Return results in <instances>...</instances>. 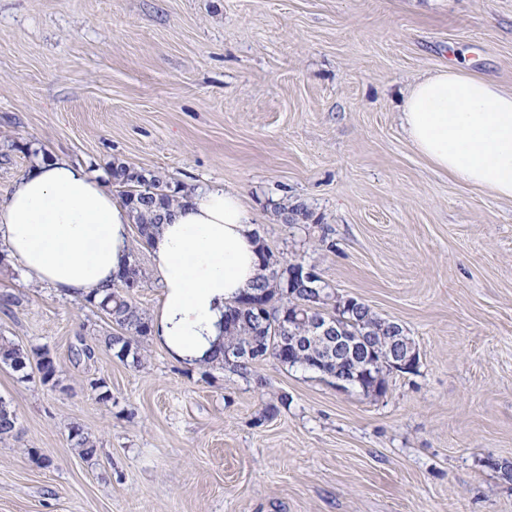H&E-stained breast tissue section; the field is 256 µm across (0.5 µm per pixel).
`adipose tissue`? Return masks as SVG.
Here are the masks:
<instances>
[{
	"instance_id": "obj_1",
	"label": "adipose tissue",
	"mask_w": 512,
	"mask_h": 512,
	"mask_svg": "<svg viewBox=\"0 0 512 512\" xmlns=\"http://www.w3.org/2000/svg\"><path fill=\"white\" fill-rule=\"evenodd\" d=\"M402 125L437 170L512 199V93L443 67L407 93ZM132 216L101 180L61 157L38 160L0 201V246L28 279L71 297L100 296L123 268ZM164 289L152 331L194 364L224 343V306L264 273L253 219L237 192L186 191L154 234Z\"/></svg>"
}]
</instances>
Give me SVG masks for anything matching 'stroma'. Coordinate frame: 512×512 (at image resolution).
Returning <instances> with one entry per match:
<instances>
[{
	"label": "stroma",
	"instance_id": "stroma-1",
	"mask_svg": "<svg viewBox=\"0 0 512 512\" xmlns=\"http://www.w3.org/2000/svg\"><path fill=\"white\" fill-rule=\"evenodd\" d=\"M457 64L512 91V0H0V199L41 156L239 192L275 259L420 353L381 395L271 357L192 365L152 335L136 370L100 346L103 312L0 250L19 298L0 339L49 350L59 380L0 365L19 420L0 512H512V200L436 170L401 121Z\"/></svg>",
	"mask_w": 512,
	"mask_h": 512
}]
</instances>
